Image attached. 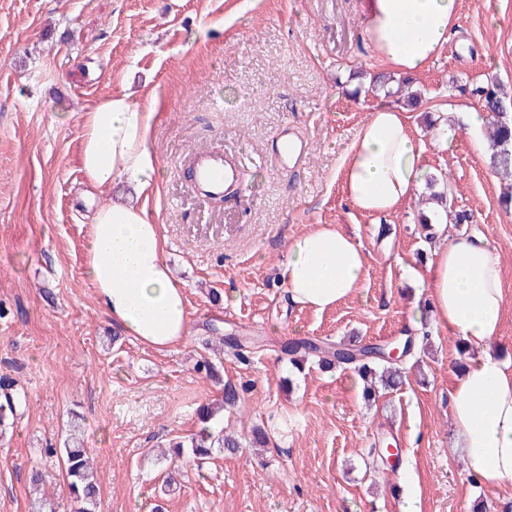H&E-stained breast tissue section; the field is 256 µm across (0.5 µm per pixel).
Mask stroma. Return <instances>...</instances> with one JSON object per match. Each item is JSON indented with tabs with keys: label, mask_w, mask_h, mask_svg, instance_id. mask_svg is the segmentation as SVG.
<instances>
[{
	"label": "stroma",
	"mask_w": 512,
	"mask_h": 512,
	"mask_svg": "<svg viewBox=\"0 0 512 512\" xmlns=\"http://www.w3.org/2000/svg\"><path fill=\"white\" fill-rule=\"evenodd\" d=\"M386 70L362 0H0V378L26 395L0 434V512H30L36 468L57 512H70L65 466L47 451L62 447L75 414L96 459L99 512H402L413 492L421 512H512V488L476 486L465 468L448 409L461 358L453 332L422 322L403 385L371 401L355 372L298 371L281 351L304 336L384 343L426 305L401 263L431 257L419 222L429 189L386 214L358 210L343 191L344 161L381 103L353 96L352 76ZM453 80L512 93V0L492 13L460 0L447 43L413 76L424 103L409 111L429 175L452 181L456 210L500 256L499 351L512 358V208L500 203L512 182L461 129L460 113L479 104L449 96ZM123 92L155 113L161 175L140 202L188 301L187 334L165 350L118 336L85 274L90 215L124 190H87L79 124ZM287 125L309 141L293 168L275 158ZM195 150L241 160L226 201L194 189ZM316 224L352 234L369 261L358 297L321 313L293 305L279 275L292 238ZM224 336L258 351L240 361L218 351ZM203 356L219 357L220 381L197 371ZM228 384L240 398L210 427L238 436V451L163 458ZM256 426L266 446L252 447ZM389 444L399 454L385 464Z\"/></svg>",
	"instance_id": "1"
}]
</instances>
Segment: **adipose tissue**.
Wrapping results in <instances>:
<instances>
[{
  "label": "adipose tissue",
  "instance_id": "adipose-tissue-1",
  "mask_svg": "<svg viewBox=\"0 0 512 512\" xmlns=\"http://www.w3.org/2000/svg\"><path fill=\"white\" fill-rule=\"evenodd\" d=\"M459 0H363L370 43L393 73L409 75L448 40ZM154 115L130 94L89 108L79 135V170L95 188L125 184L136 196L160 175L149 148ZM424 148L410 117L378 105L344 164V191L367 213L411 198L427 177ZM135 196V198H136ZM135 198L98 209L88 230L87 276L123 334L165 349L187 329V298L164 259V241ZM359 242L330 224L293 238L280 276L291 301L321 311L355 297L367 272ZM417 278L434 325L453 331L476 355L456 371L448 391L452 421L469 474L487 488L512 484V360L493 353L506 305L495 248L478 231L442 240Z\"/></svg>",
  "mask_w": 512,
  "mask_h": 512
}]
</instances>
